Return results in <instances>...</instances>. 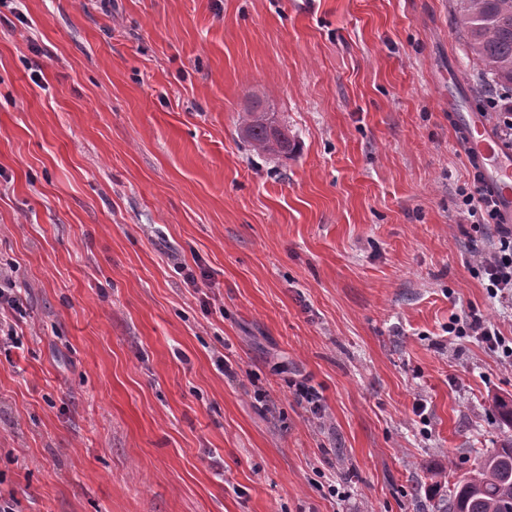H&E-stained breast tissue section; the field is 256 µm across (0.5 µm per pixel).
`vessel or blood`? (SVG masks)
I'll return each mask as SVG.
<instances>
[{
  "label": "vessel or blood",
  "mask_w": 512,
  "mask_h": 512,
  "mask_svg": "<svg viewBox=\"0 0 512 512\" xmlns=\"http://www.w3.org/2000/svg\"><path fill=\"white\" fill-rule=\"evenodd\" d=\"M456 87L448 89V108L471 163L474 178L488 196L498 223L512 224V147L501 144L486 117L475 109L459 111Z\"/></svg>",
  "instance_id": "b4317fda"
}]
</instances>
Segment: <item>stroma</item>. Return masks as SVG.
<instances>
[{
  "mask_svg": "<svg viewBox=\"0 0 512 512\" xmlns=\"http://www.w3.org/2000/svg\"><path fill=\"white\" fill-rule=\"evenodd\" d=\"M454 6H0L13 512H438L499 446L512 365L448 333L475 314L512 339L474 272L498 227L460 217L448 77L488 91ZM257 105L293 153L240 138Z\"/></svg>",
  "mask_w": 512,
  "mask_h": 512,
  "instance_id": "35a3bbf8",
  "label": "stroma"
}]
</instances>
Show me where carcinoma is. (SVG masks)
<instances>
[{
	"mask_svg": "<svg viewBox=\"0 0 512 512\" xmlns=\"http://www.w3.org/2000/svg\"><path fill=\"white\" fill-rule=\"evenodd\" d=\"M456 7L467 52L479 63L485 86L512 92V0H456ZM264 120L246 112L242 139L258 152H293L295 141L275 135ZM439 512H512L511 438L474 465Z\"/></svg>",
	"mask_w": 512,
	"mask_h": 512,
	"instance_id": "obj_1",
	"label": "carcinoma"
}]
</instances>
